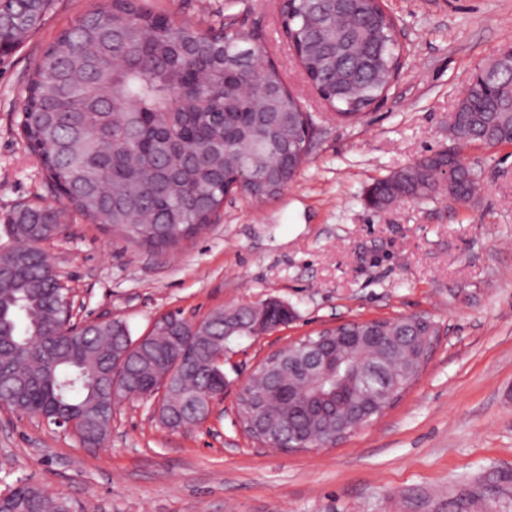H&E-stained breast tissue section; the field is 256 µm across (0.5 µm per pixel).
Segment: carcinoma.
<instances>
[{"instance_id":"cac0c4a2","label":"carcinoma","mask_w":512,"mask_h":512,"mask_svg":"<svg viewBox=\"0 0 512 512\" xmlns=\"http://www.w3.org/2000/svg\"><path fill=\"white\" fill-rule=\"evenodd\" d=\"M52 0H0V55L41 24ZM394 21L377 0H292L287 31L302 67L322 99L345 117L364 113L384 97L401 69L391 41ZM253 35L206 33L147 7L143 0H108L64 30L35 64L20 131L60 196L56 206H29L6 227L17 246L0 250V402L32 417L73 422L81 443L100 446L111 416L112 359L133 343L120 321L70 323L66 290L41 244L66 234L75 212L131 242L169 250L201 233L229 192L256 203L278 197L295 179L308 152V121L277 68L262 62ZM465 143L512 144V62L490 63L458 103ZM445 153L425 156L376 181L372 208L403 197L438 193L467 203L481 172L462 162L445 178ZM264 320L282 326L293 311L264 302ZM152 335L132 353L119 394L144 397L166 388L161 406L172 430L200 425L223 386L216 354L248 335L252 309H220L199 321ZM384 320L399 344L370 387L388 388L401 365L429 348L437 334L428 317ZM290 344L249 381L237 409L244 422L260 415L282 431L279 447L304 435L323 445L336 417H318L288 402V388L318 384L336 397V377L288 374ZM0 512H69L68 504L32 483H21Z\"/></svg>"}]
</instances>
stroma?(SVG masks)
<instances>
[{"mask_svg":"<svg viewBox=\"0 0 512 512\" xmlns=\"http://www.w3.org/2000/svg\"><path fill=\"white\" fill-rule=\"evenodd\" d=\"M199 27L244 20L309 116V155L275 200L234 194L215 221L155 251L73 217L48 241L77 321L120 320L132 337L163 315L193 321L276 299L295 317L232 342L227 388L201 426L173 431L154 400L112 412L104 447L0 412V491L30 480L71 512H512V144H466L449 128L472 77L512 43V0H383L400 31L401 74L355 122L318 96L282 25L281 0H146ZM106 0H54L40 28L0 58V245L24 205L58 195L19 134L28 75L66 28ZM457 150L481 169L469 203L404 199L375 211L378 179ZM431 317L436 348L379 418L336 446L266 447L236 421L260 361L344 322Z\"/></svg>","mask_w":512,"mask_h":512,"instance_id":"obj_1","label":"stroma"}]
</instances>
